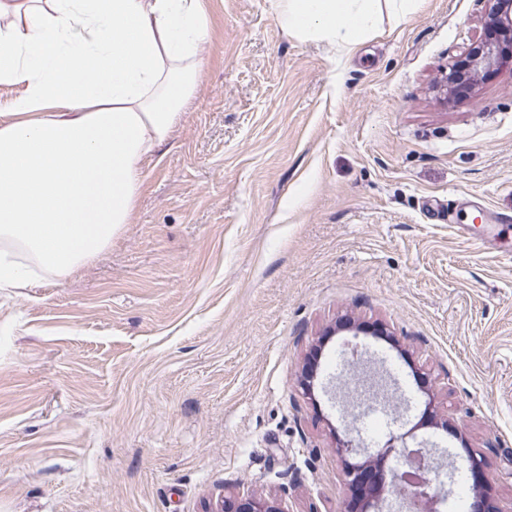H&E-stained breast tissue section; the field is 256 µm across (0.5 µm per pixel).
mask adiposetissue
I'll use <instances>...</instances> for the list:
<instances>
[{"label":"adipose tissue","instance_id":"ef3b65f1","mask_svg":"<svg viewBox=\"0 0 512 512\" xmlns=\"http://www.w3.org/2000/svg\"><path fill=\"white\" fill-rule=\"evenodd\" d=\"M421 0H273L302 41L351 52L381 9ZM205 0H0V290L63 281L127 224L143 165L198 87Z\"/></svg>","mask_w":512,"mask_h":512}]
</instances>
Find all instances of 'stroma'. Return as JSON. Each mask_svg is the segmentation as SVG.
<instances>
[{
  "mask_svg": "<svg viewBox=\"0 0 512 512\" xmlns=\"http://www.w3.org/2000/svg\"><path fill=\"white\" fill-rule=\"evenodd\" d=\"M197 94L109 250L0 292V512H343L310 359L379 337L512 504V62L453 98L489 0L383 14L351 54L207 0Z\"/></svg>",
  "mask_w": 512,
  "mask_h": 512,
  "instance_id": "1",
  "label": "stroma"
}]
</instances>
